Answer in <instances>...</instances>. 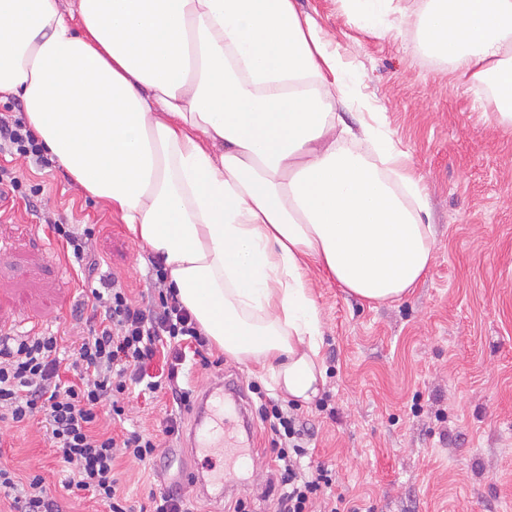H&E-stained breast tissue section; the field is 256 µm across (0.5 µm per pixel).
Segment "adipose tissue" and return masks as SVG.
Listing matches in <instances>:
<instances>
[{"label":"adipose tissue","instance_id":"ef3b65f1","mask_svg":"<svg viewBox=\"0 0 512 512\" xmlns=\"http://www.w3.org/2000/svg\"><path fill=\"white\" fill-rule=\"evenodd\" d=\"M416 2L339 0L366 32L413 25L512 131V0ZM3 95L162 262L204 336L294 402L326 384L309 265L378 303L434 259L421 176L375 119H341L345 65L297 0H0Z\"/></svg>","mask_w":512,"mask_h":512}]
</instances>
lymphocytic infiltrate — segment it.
<instances>
[{"instance_id": "obj_1", "label": "lymphocytic infiltrate", "mask_w": 512, "mask_h": 512, "mask_svg": "<svg viewBox=\"0 0 512 512\" xmlns=\"http://www.w3.org/2000/svg\"><path fill=\"white\" fill-rule=\"evenodd\" d=\"M19 156L34 166H48L45 150L23 119L0 123V154ZM52 230L69 257L74 258L84 279H98L90 291L93 315L87 334L68 347L52 332L0 336V425L24 427L38 420L44 425L52 455L71 467L64 484L67 495L88 496L106 512H188L178 489L150 491L141 506L128 503L116 477L118 460H154L157 441L138 430L112 433L100 426L101 412L112 419L126 414L124 396L130 384L145 383L149 392L169 393L174 405L190 408L193 393L178 383L189 356H197L203 368L208 344L192 315L166 288L162 264H155L157 290L150 307L133 302L116 277L98 276V263L89 255L91 228L56 224ZM164 365L157 379L146 380L145 367L156 357ZM259 415L281 441L275 451L273 480L280 488L276 512H342V497L327 493L333 484L328 467L304 471L302 444L305 434L298 412L273 401L259 407ZM0 496L8 512H61L44 477L37 472L19 478L0 466Z\"/></svg>"}]
</instances>
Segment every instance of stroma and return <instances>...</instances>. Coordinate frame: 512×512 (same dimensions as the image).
<instances>
[{
    "instance_id": "35a3bbf8",
    "label": "stroma",
    "mask_w": 512,
    "mask_h": 512,
    "mask_svg": "<svg viewBox=\"0 0 512 512\" xmlns=\"http://www.w3.org/2000/svg\"><path fill=\"white\" fill-rule=\"evenodd\" d=\"M298 6L348 65L354 95L339 109L342 120L353 126L360 113H377L423 175L435 229L427 276L397 302H363L309 269L327 377L318 399L300 407L314 429L313 459L332 468L346 512H512V132L492 125L484 90L455 85L447 66L418 50L411 28L377 38L349 23L337 0ZM11 166L41 195L33 210L0 201V331L39 322L70 342L85 334L75 314L88 288L55 250L58 223L92 226L102 273L148 306L155 259L119 215L84 196L60 163L40 169L17 158ZM212 356L221 366L182 382L199 396L234 382L245 401L225 399L223 434L249 453L248 465L200 451L190 411L180 439H162L155 465L121 462V480L137 505L150 489L173 486L190 512H226L238 497L250 498L254 512H273L264 496L270 438L257 407L260 397H286L256 367L217 349ZM127 402L128 425L153 434L174 409L169 396L150 398L137 386ZM0 444V463L19 475L34 464L50 485L67 475L40 425L2 432ZM219 471L224 493L192 481Z\"/></svg>"
}]
</instances>
